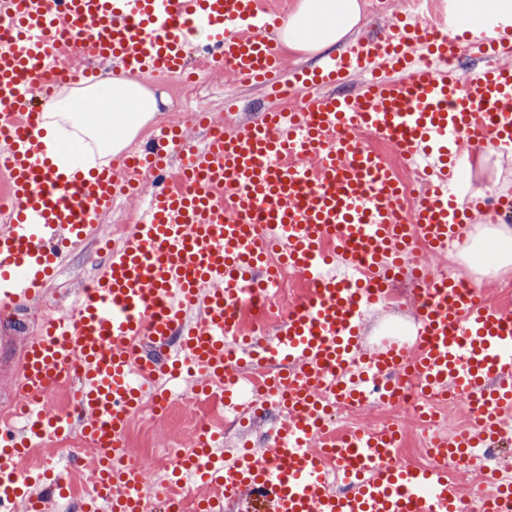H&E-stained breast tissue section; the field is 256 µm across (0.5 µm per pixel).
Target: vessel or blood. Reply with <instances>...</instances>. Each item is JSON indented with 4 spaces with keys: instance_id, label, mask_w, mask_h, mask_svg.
I'll use <instances>...</instances> for the list:
<instances>
[{
    "instance_id": "1",
    "label": "vessel or blood",
    "mask_w": 512,
    "mask_h": 512,
    "mask_svg": "<svg viewBox=\"0 0 512 512\" xmlns=\"http://www.w3.org/2000/svg\"><path fill=\"white\" fill-rule=\"evenodd\" d=\"M286 18L270 0H0V174L9 186L0 204V308L38 300L69 246L100 238L101 216L136 188L120 170L168 171L180 162L68 311L25 338L23 420L0 416V512H48L67 497L61 473L33 475L21 462L34 444L74 431L98 450L85 512H142L145 473L124 436L141 403L162 396L170 366L191 365L203 394L223 382L228 409L237 406L236 365L277 367L257 387L288 416L269 447L229 460L217 434L196 432L183 464L196 512H224L228 499L264 512H464L467 497L446 464L396 459L398 430L323 440L324 397L387 405L402 377L442 403L475 400V424L440 436L441 455L512 437L504 425L512 417V309L424 272L414 339L388 338L367 351L360 336L364 310L382 300L392 273L414 266L407 224L436 253L460 240L464 220L449 183L462 138L512 146V35L497 23L441 37L399 13L316 68L289 71L277 37ZM199 32L210 71L290 93L294 106L229 128L211 122L199 144L171 125L91 177L60 173L40 129L36 89L55 98L73 54L142 79L181 76ZM468 55L493 63L472 75L447 67ZM356 76L358 93H341ZM372 135L428 174L426 201L407 220L398 216L393 168L367 144ZM275 248L310 293L268 337L245 332L240 314L248 307L262 321L252 280H275L266 265ZM64 379L75 382L69 411L46 410L43 396ZM332 451L346 483L336 492L321 466ZM481 475L483 512H512V482L486 468Z\"/></svg>"
}]
</instances>
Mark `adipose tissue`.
<instances>
[{
	"instance_id": "adipose-tissue-1",
	"label": "adipose tissue",
	"mask_w": 512,
	"mask_h": 512,
	"mask_svg": "<svg viewBox=\"0 0 512 512\" xmlns=\"http://www.w3.org/2000/svg\"><path fill=\"white\" fill-rule=\"evenodd\" d=\"M452 4L466 30H481L496 20L512 23V0H452ZM360 19L359 0H299L278 37L289 49L316 54L344 41ZM86 94L98 104L99 119L80 114L78 103ZM158 110L156 98L137 79L104 75L89 90H73L69 98L45 110L42 128L45 139L59 146L54 155L59 168L85 173L96 167L98 159L117 155ZM462 255L487 270L512 269V226H477L468 232Z\"/></svg>"
}]
</instances>
